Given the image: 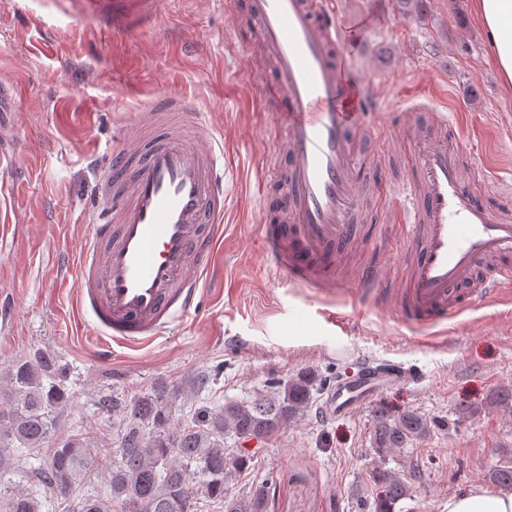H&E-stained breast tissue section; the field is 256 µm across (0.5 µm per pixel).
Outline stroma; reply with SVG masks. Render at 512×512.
<instances>
[{
    "instance_id": "35a3bbf8",
    "label": "stroma",
    "mask_w": 512,
    "mask_h": 512,
    "mask_svg": "<svg viewBox=\"0 0 512 512\" xmlns=\"http://www.w3.org/2000/svg\"><path fill=\"white\" fill-rule=\"evenodd\" d=\"M356 77L369 85L385 124L361 142L388 177L412 174V154L396 115L402 93L422 94L461 113L477 137L483 164L512 159V94L474 22L472 0H426L402 14L396 0H339ZM258 27L248 0L224 11L218 0H172L156 17L120 22L90 0H0V87L14 94L0 116V302L15 315L0 327V365L42 349L56 357L72 395L60 423L90 437L99 460L116 437L101 393L133 396L158 382L207 371L193 391L195 408L245 401L302 371L347 380L362 362H394L407 380L382 385L365 406L335 419L318 417L320 390L274 437L251 442L253 460L232 494L265 484L268 512H363L379 467L415 477L412 498L396 512H441L448 497L486 486L493 467L512 466V408L494 395L512 388V303L468 307L426 333L400 325L393 294L405 288L409 258L386 207L369 204L364 243L344 266L335 294L282 279L268 265L255 223L259 154L270 120L255 105L248 48L235 33ZM173 90L204 113L224 140V238L197 317L145 347H115L110 362L94 353L85 319L74 307L79 243L89 210L106 213L95 185L111 160L124 121ZM379 266L384 286L349 328L326 325L319 310L353 312L357 272ZM415 411L431 431L421 440L376 454L373 414Z\"/></svg>"
}]
</instances>
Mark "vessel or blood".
Segmentation results:
<instances>
[{"instance_id": "b4317fda", "label": "vessel or blood", "mask_w": 512, "mask_h": 512, "mask_svg": "<svg viewBox=\"0 0 512 512\" xmlns=\"http://www.w3.org/2000/svg\"><path fill=\"white\" fill-rule=\"evenodd\" d=\"M113 15L154 16L167 0H93ZM258 21L262 54L257 71L272 67L255 93L272 112L256 187L258 232L266 256L289 281L331 294L339 248L355 244V214L380 197L416 255L396 307L401 322L426 329L457 318L463 307L512 294V182L489 206L466 174L476 149L457 117L434 102L411 106L406 128L414 175L402 183L370 178L359 152L373 108L342 50L338 0H248ZM96 194L110 201L105 218L89 223L78 255L76 303L88 316L100 360L113 343L130 348L169 333L200 312L203 284L215 266L223 233L224 148L202 112L184 97L161 93L119 135ZM287 173L288 192L269 186ZM378 267H364L359 295H378ZM405 376L365 366L337 387L322 416H344L377 387Z\"/></svg>"}]
</instances>
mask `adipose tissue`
Returning a JSON list of instances; mask_svg holds the SVG:
<instances>
[{"instance_id": "adipose-tissue-1", "label": "adipose tissue", "mask_w": 512, "mask_h": 512, "mask_svg": "<svg viewBox=\"0 0 512 512\" xmlns=\"http://www.w3.org/2000/svg\"><path fill=\"white\" fill-rule=\"evenodd\" d=\"M472 9L502 84L512 90V0H472ZM442 512H512V493L476 487L450 496Z\"/></svg>"}]
</instances>
